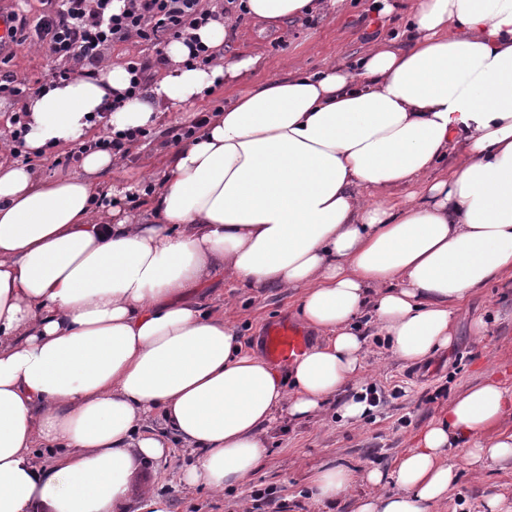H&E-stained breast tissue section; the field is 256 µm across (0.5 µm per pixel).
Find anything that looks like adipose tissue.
I'll list each match as a JSON object with an SVG mask.
<instances>
[{"mask_svg":"<svg viewBox=\"0 0 512 512\" xmlns=\"http://www.w3.org/2000/svg\"><path fill=\"white\" fill-rule=\"evenodd\" d=\"M344 0H246L278 27ZM230 15L196 32L215 58L187 64L169 43L159 76L112 111L110 133L254 71L229 55ZM121 63L72 75L24 103L26 161L0 163V512H170L137 460L196 450L183 475L220 494L267 453L276 413L310 419L365 371L363 322L413 363L451 346L455 309L512 275V0H409L395 36L354 65L293 69L240 90L183 142L162 176L105 187L114 155L44 177L32 160L92 138L121 98ZM410 187L403 203L389 190ZM145 214L133 213L131 201ZM224 273L237 288L296 291L321 334L286 371L247 351L236 325L190 300ZM160 414L164 427L149 420ZM512 392L486 380L449 402L393 474L395 491L355 512H429L468 467L512 458ZM52 452L51 464L35 459ZM357 481L325 465L311 482L332 502Z\"/></svg>","mask_w":512,"mask_h":512,"instance_id":"obj_1","label":"adipose tissue"}]
</instances>
